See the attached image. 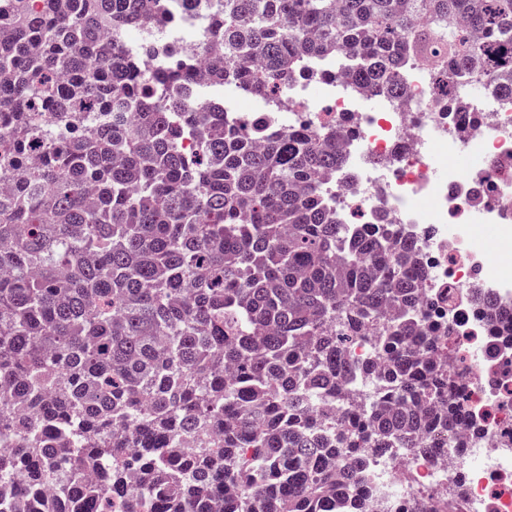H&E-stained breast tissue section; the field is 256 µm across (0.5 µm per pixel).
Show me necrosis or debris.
I'll use <instances>...</instances> for the list:
<instances>
[{
	"label": "necrosis or debris",
	"mask_w": 512,
	"mask_h": 512,
	"mask_svg": "<svg viewBox=\"0 0 512 512\" xmlns=\"http://www.w3.org/2000/svg\"><path fill=\"white\" fill-rule=\"evenodd\" d=\"M404 101L370 93L352 78L318 88L296 81L288 109L257 107L241 124L263 119L268 135L307 121L320 129L351 125L342 170L320 181L335 199L345 228L354 215L367 230L385 216L421 259L429 296L455 285V305L443 316L452 331L451 356L462 391L459 425L465 446L445 458L397 453L373 460L356 493L374 512H410L433 490L463 478V497L447 512H512V268L491 261L512 251V97L464 94L458 81L413 61ZM477 112L485 122L474 121ZM479 165L465 169L456 157Z\"/></svg>",
	"instance_id": "necrosis-or-debris-1"
}]
</instances>
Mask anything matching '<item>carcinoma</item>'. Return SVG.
Listing matches in <instances>:
<instances>
[{"mask_svg":"<svg viewBox=\"0 0 512 512\" xmlns=\"http://www.w3.org/2000/svg\"><path fill=\"white\" fill-rule=\"evenodd\" d=\"M197 12L209 44L147 75L125 32ZM330 55L399 101L419 56L512 96V0H0V512H336L364 449L452 443L415 246L319 197L341 144L193 109H279ZM390 306L394 390L344 394Z\"/></svg>","mask_w":512,"mask_h":512,"instance_id":"obj_1","label":"carcinoma"}]
</instances>
